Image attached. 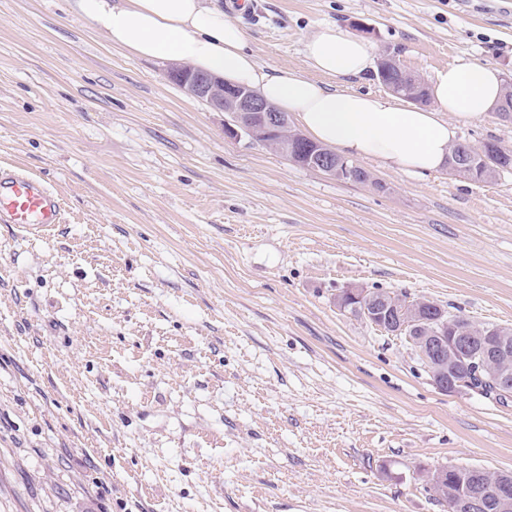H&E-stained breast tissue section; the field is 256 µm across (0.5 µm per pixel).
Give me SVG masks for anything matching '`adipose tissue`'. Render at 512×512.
Wrapping results in <instances>:
<instances>
[{
  "label": "adipose tissue",
  "instance_id": "ef3b65f1",
  "mask_svg": "<svg viewBox=\"0 0 512 512\" xmlns=\"http://www.w3.org/2000/svg\"><path fill=\"white\" fill-rule=\"evenodd\" d=\"M72 5L88 27L131 54L184 62L256 90L294 115L311 140L343 155L379 159L403 173L444 169L461 125L484 120L504 93L500 71L480 63L439 72L430 108L329 89L326 78L362 76L374 60L365 39L337 24L322 26L305 44L315 78L289 68L269 72L250 50L245 32L226 18L220 0H73Z\"/></svg>",
  "mask_w": 512,
  "mask_h": 512
}]
</instances>
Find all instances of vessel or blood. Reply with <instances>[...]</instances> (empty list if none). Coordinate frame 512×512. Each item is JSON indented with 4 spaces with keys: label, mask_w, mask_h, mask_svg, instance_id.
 Returning a JSON list of instances; mask_svg holds the SVG:
<instances>
[{
    "label": "vessel or blood",
    "mask_w": 512,
    "mask_h": 512,
    "mask_svg": "<svg viewBox=\"0 0 512 512\" xmlns=\"http://www.w3.org/2000/svg\"><path fill=\"white\" fill-rule=\"evenodd\" d=\"M62 211L59 195L38 178L0 166L1 224H15L38 236L61 222Z\"/></svg>",
    "instance_id": "1"
}]
</instances>
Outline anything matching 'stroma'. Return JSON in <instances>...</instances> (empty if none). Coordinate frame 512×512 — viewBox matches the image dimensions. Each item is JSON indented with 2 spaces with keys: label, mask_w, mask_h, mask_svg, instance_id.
<instances>
[{
  "label": "stroma",
  "mask_w": 512,
  "mask_h": 512,
  "mask_svg": "<svg viewBox=\"0 0 512 512\" xmlns=\"http://www.w3.org/2000/svg\"><path fill=\"white\" fill-rule=\"evenodd\" d=\"M267 69L365 25L433 82L512 78V0H252ZM89 29L0 0V165L62 198L43 238L0 224V512H448L429 469L512 471V399L444 392L352 286L512 327V174L371 183L224 134L225 113ZM458 140L512 147L488 114Z\"/></svg>",
  "instance_id": "35a3bbf8"
}]
</instances>
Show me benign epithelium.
<instances>
[{
	"mask_svg": "<svg viewBox=\"0 0 512 512\" xmlns=\"http://www.w3.org/2000/svg\"><path fill=\"white\" fill-rule=\"evenodd\" d=\"M167 78L187 95L206 103L212 110L228 115L224 135L230 139L247 136L253 140L273 135L276 147L283 155L299 147L305 135L294 129L288 114L279 111L257 93L244 86L228 85L224 80L193 71L187 65H172ZM305 167L328 175L342 174L356 166L336 156V150L318 145L305 148ZM341 311L350 310L364 320L383 329L389 335L414 337L422 345L420 356L427 364L437 387L446 392L462 389L463 382L455 376L454 365L460 361L478 373L489 372L498 382V392L512 396V336L500 332L496 336L476 335L469 328L448 324L445 312L434 317L432 328L425 329L419 321L421 309L438 304L423 298L400 305L383 297L369 294L364 288L350 287L336 299ZM490 493L499 502H512V482L501 480L492 485ZM453 512H482L484 494L466 488L454 493Z\"/></svg>",
	"mask_w": 512,
	"mask_h": 512,
	"instance_id": "obj_1",
	"label": "benign epithelium"
}]
</instances>
